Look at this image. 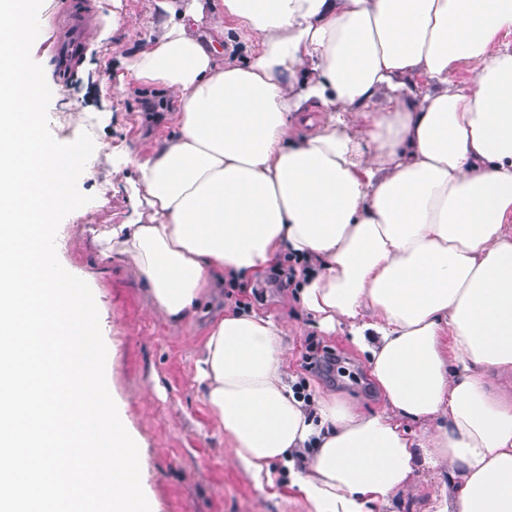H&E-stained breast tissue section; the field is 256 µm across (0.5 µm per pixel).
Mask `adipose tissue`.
<instances>
[{
    "mask_svg": "<svg viewBox=\"0 0 512 512\" xmlns=\"http://www.w3.org/2000/svg\"><path fill=\"white\" fill-rule=\"evenodd\" d=\"M152 3L122 66L171 92L174 127L132 160L127 220L94 229L101 260L179 324L215 278L297 259L301 306L385 399L306 406L274 320L220 316L197 369L236 459L287 468L311 512L388 504L419 467L448 477L435 512H512V0H213L241 54L197 33L203 0Z\"/></svg>",
    "mask_w": 512,
    "mask_h": 512,
    "instance_id": "ef3b65f1",
    "label": "adipose tissue"
}]
</instances>
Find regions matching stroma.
I'll use <instances>...</instances> for the list:
<instances>
[{"label": "stroma", "instance_id": "1", "mask_svg": "<svg viewBox=\"0 0 512 512\" xmlns=\"http://www.w3.org/2000/svg\"><path fill=\"white\" fill-rule=\"evenodd\" d=\"M75 11L88 14L91 30L72 74H58L45 42ZM42 34L31 55L52 90L48 108L54 138L67 143L88 131L95 144L78 186L92 195L71 212L57 232L62 266L90 286L107 346L109 391L141 446V484L152 512H309L284 468L254 476L235 462L233 450L202 400L195 359L217 310L232 311L246 298L243 312L276 320L288 348V373L316 393L364 412L382 410L384 400L362 355L345 333L322 331L297 301L296 288H279L251 278L220 289L205 308L185 322L169 324L156 310L147 284L128 258L101 262L92 242L94 224H119L129 211L123 174L113 172L121 157L143 156L169 132L171 96L158 87L122 80V58L142 46L155 16L149 0H43ZM331 350L337 364L325 376L305 368L309 344ZM440 485L428 470L415 471L412 488L396 493L383 512H431Z\"/></svg>", "mask_w": 512, "mask_h": 512}]
</instances>
